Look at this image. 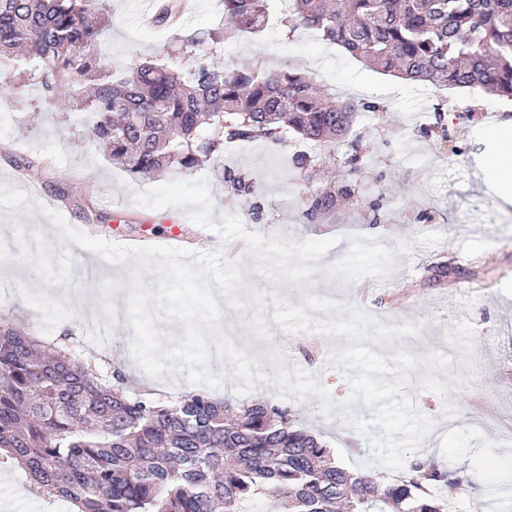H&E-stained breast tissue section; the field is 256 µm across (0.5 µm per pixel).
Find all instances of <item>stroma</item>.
Here are the masks:
<instances>
[{
  "mask_svg": "<svg viewBox=\"0 0 512 512\" xmlns=\"http://www.w3.org/2000/svg\"><path fill=\"white\" fill-rule=\"evenodd\" d=\"M112 24L103 49L116 68L145 59L177 58L175 31L142 24L146 0H109ZM271 21L258 36L224 43V62L275 72L284 66L313 76L343 100L375 103L355 113L349 133L334 147L288 140L281 144H231L222 166L245 172L251 194L236 196L209 163L191 174L130 176L91 143L75 113L15 91L9 67H0V321L52 339L69 336L83 355L123 360L128 385L170 400L194 390L184 367L155 378L130 351L127 312L135 262L120 263L64 239L50 212L67 224L94 229L120 243L144 226L177 220L185 249H234L243 283L225 293L217 329L258 357L268 380L246 394L228 360L215 374L216 396L240 405L260 397L280 400L302 426L323 440L345 468L372 473L384 467L354 426L373 410L349 402L345 372L328 362L348 339L287 331L272 319L276 301L301 304L327 298L362 311L372 324H420L417 335L371 342L385 356L405 351L453 358L440 381L464 376V389L446 398L419 389L427 372L410 373L408 392L434 429L418 450L451 467L472 471L474 491L452 499L451 512H512V204L477 186L474 164L489 155L481 133L491 117L512 122V102L463 88L441 92L374 69L312 31L290 32L289 0H271ZM307 153L315 174L294 168ZM358 154V170L344 161ZM351 184L354 194L336 201L315 221L305 217L313 189ZM452 268L441 277V268ZM286 368L313 374L346 411L323 414L316 396L281 397L272 383ZM451 404L454 415L443 413ZM66 503L32 496L22 471L0 470V512H67Z\"/></svg>",
  "mask_w": 512,
  "mask_h": 512,
  "instance_id": "obj_1",
  "label": "stroma"
}]
</instances>
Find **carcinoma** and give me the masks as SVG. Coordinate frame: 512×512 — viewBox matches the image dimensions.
<instances>
[{
	"label": "carcinoma",
	"instance_id": "obj_1",
	"mask_svg": "<svg viewBox=\"0 0 512 512\" xmlns=\"http://www.w3.org/2000/svg\"><path fill=\"white\" fill-rule=\"evenodd\" d=\"M270 0H222L223 26L178 37L177 62L118 70L98 46L106 0H0V63L45 101L66 92L91 115L90 138L133 177L190 174L230 143L290 133L332 147L358 106L310 76L219 65L224 39L260 34ZM290 30L315 29L380 71L440 90L480 88L512 101V0H292ZM181 0H159L154 25L179 24ZM336 207L311 195L305 216ZM72 512H448L475 489L464 470L419 457L398 478L350 471L288 407L264 399L229 413L206 390L165 403L127 390L123 363L98 367L65 341L0 325V469Z\"/></svg>",
	"mask_w": 512,
	"mask_h": 512
}]
</instances>
